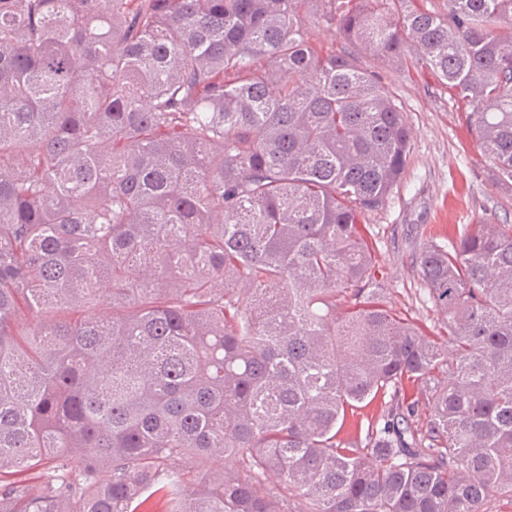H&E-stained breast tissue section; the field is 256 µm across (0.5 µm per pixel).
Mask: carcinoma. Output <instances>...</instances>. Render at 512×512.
<instances>
[{
    "label": "carcinoma",
    "mask_w": 512,
    "mask_h": 512,
    "mask_svg": "<svg viewBox=\"0 0 512 512\" xmlns=\"http://www.w3.org/2000/svg\"><path fill=\"white\" fill-rule=\"evenodd\" d=\"M442 2L0 0V512L512 496V224L421 248L448 348L389 309L361 224L411 129L307 32L427 69L512 186V0ZM380 394L383 424L339 440ZM401 395V398H404L405 401L412 402L415 405V412L408 419V425L412 429L424 433L430 413L428 394L425 389L413 383H405Z\"/></svg>",
    "instance_id": "1"
}]
</instances>
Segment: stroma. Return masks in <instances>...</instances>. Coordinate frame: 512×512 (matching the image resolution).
Wrapping results in <instances>:
<instances>
[{"instance_id": "stroma-1", "label": "stroma", "mask_w": 512, "mask_h": 512, "mask_svg": "<svg viewBox=\"0 0 512 512\" xmlns=\"http://www.w3.org/2000/svg\"><path fill=\"white\" fill-rule=\"evenodd\" d=\"M308 32L323 50L351 53L403 106L411 129L408 164L385 207L366 217L364 231L389 308L430 335H445L448 318L416 273L419 252L427 242H448L464 224H512V189L495 182L461 118L462 105L430 73L377 58L320 20L309 19Z\"/></svg>"}]
</instances>
